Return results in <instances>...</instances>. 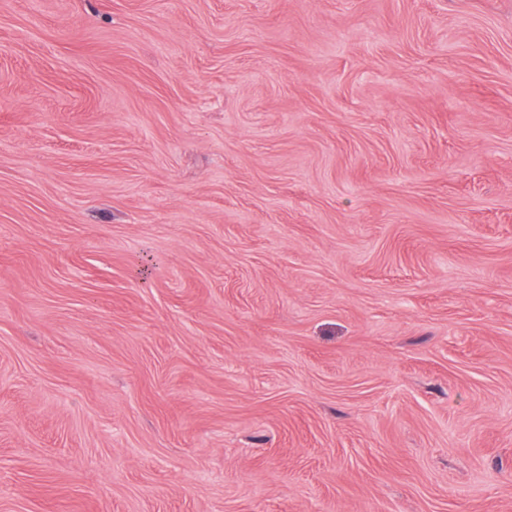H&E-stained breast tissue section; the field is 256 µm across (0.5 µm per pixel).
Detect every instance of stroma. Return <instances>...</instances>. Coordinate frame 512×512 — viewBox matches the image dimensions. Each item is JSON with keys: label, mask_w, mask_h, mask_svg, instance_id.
Segmentation results:
<instances>
[{"label": "stroma", "mask_w": 512, "mask_h": 512, "mask_svg": "<svg viewBox=\"0 0 512 512\" xmlns=\"http://www.w3.org/2000/svg\"><path fill=\"white\" fill-rule=\"evenodd\" d=\"M0 512H512V0H0Z\"/></svg>", "instance_id": "obj_1"}]
</instances>
